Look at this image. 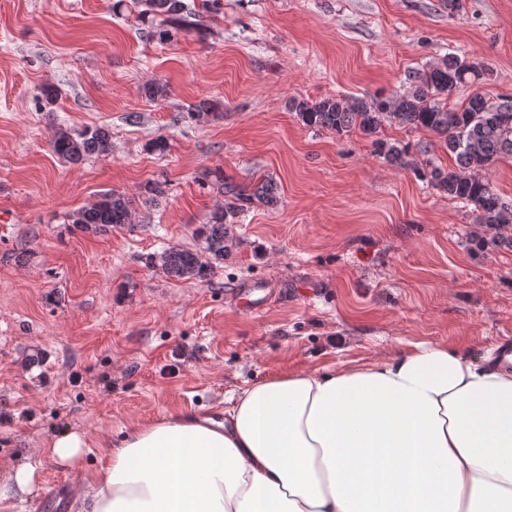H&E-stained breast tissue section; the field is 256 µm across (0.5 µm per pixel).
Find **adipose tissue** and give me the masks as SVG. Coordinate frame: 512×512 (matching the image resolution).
<instances>
[{"mask_svg": "<svg viewBox=\"0 0 512 512\" xmlns=\"http://www.w3.org/2000/svg\"><path fill=\"white\" fill-rule=\"evenodd\" d=\"M78 512H512V368L411 342L100 446Z\"/></svg>", "mask_w": 512, "mask_h": 512, "instance_id": "adipose-tissue-1", "label": "adipose tissue"}]
</instances>
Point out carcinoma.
Here are the masks:
<instances>
[{"instance_id":"carcinoma-1","label":"carcinoma","mask_w":512,"mask_h":512,"mask_svg":"<svg viewBox=\"0 0 512 512\" xmlns=\"http://www.w3.org/2000/svg\"><path fill=\"white\" fill-rule=\"evenodd\" d=\"M135 3L141 6L138 18L151 21L150 36L161 44L171 41L172 24L181 16L198 17L184 0H135ZM482 76L483 70L477 65L450 55L442 64L408 76L410 90L398 97H377L370 104L358 98H326L318 102L294 98L290 108L310 128L326 129L338 135L360 131L372 138L374 152L394 165L404 164L407 148L378 136L386 121L394 119L409 129L435 133L443 139L444 148L455 156L457 167L451 170L428 163L426 174L431 186L454 200L474 205L481 211V223L500 228L512 224V205L501 201L480 173L500 158L512 157V99L490 104L480 94L470 91ZM461 91L464 96L458 103L450 106L442 102V97ZM51 147L60 159L76 164L91 155L108 154L112 133L106 126L87 127L75 135L61 128L54 133ZM218 181L231 202L214 212L202 234L209 253L222 259L228 225L253 201L273 205L277 197L276 187L269 181H260L249 190L226 183L221 176ZM134 204L132 197L109 191L92 205L76 211L72 223L94 233L106 232L130 223ZM155 262L175 279H200L209 269L197 253L185 249L166 251L158 260H150L152 264Z\"/></svg>"}]
</instances>
